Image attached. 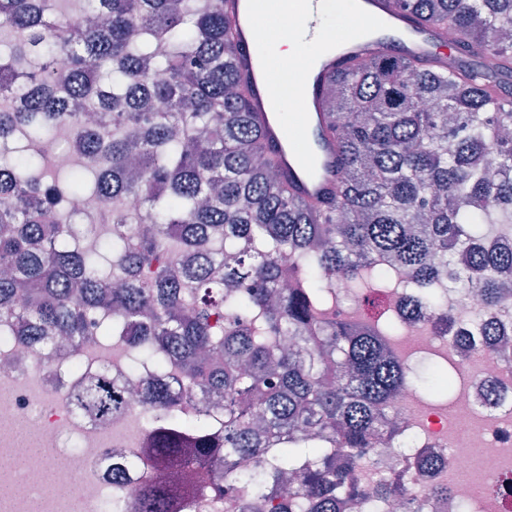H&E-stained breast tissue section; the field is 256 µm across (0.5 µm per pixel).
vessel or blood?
<instances>
[{"mask_svg": "<svg viewBox=\"0 0 512 512\" xmlns=\"http://www.w3.org/2000/svg\"><path fill=\"white\" fill-rule=\"evenodd\" d=\"M248 10L238 23L236 65L248 88L251 112L259 119L265 145L277 155L285 178L293 192L307 201L330 194L336 186L337 154L330 139L324 138L327 116L322 104L326 79L359 57L371 54L403 55L409 58L446 55L440 31L421 24L398 0H358L350 11L352 24L340 39V48L332 53L316 52L313 62L299 67H284L280 62H258L257 48L269 42V35L257 27L258 14H269L271 21L290 17L292 26L282 35H305L313 39L323 20V0H230L228 7L238 11L240 2ZM289 98L298 111L299 145H288L281 121L272 116L273 105Z\"/></svg>", "mask_w": 512, "mask_h": 512, "instance_id": "obj_1", "label": "vessel or blood"}]
</instances>
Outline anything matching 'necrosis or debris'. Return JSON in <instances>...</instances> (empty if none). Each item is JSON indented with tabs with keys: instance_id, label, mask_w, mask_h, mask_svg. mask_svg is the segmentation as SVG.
<instances>
[{
	"instance_id": "necrosis-or-debris-1",
	"label": "necrosis or debris",
	"mask_w": 512,
	"mask_h": 512,
	"mask_svg": "<svg viewBox=\"0 0 512 512\" xmlns=\"http://www.w3.org/2000/svg\"><path fill=\"white\" fill-rule=\"evenodd\" d=\"M413 320L392 341L395 355L407 366L446 363L448 350L426 314L415 312ZM68 356L82 376L113 363L111 350L94 347L74 355L69 347L57 346L35 358L25 352L19 337L0 336V481L17 489L14 498L0 501V512H27L34 495L43 512H69L58 488L73 481L80 485L83 512H133L137 490L151 472L149 465L138 462L123 485L113 484L108 473L112 450L134 457L142 453L140 437L149 429L144 409L131 401L124 413L105 424L73 412L64 389L50 384L47 374ZM396 404L399 433L370 449L355 480L369 491L379 478H387L403 488L404 499L388 507L370 499L347 506L345 512H413L414 502L424 500L431 503L429 512H512V496L504 493L512 484V363L467 353L452 400H427L410 386ZM18 423L48 440L52 481L18 468L27 453L11 433ZM437 486L448 487V495L433 496Z\"/></svg>"
}]
</instances>
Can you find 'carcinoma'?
<instances>
[{
  "mask_svg": "<svg viewBox=\"0 0 512 512\" xmlns=\"http://www.w3.org/2000/svg\"><path fill=\"white\" fill-rule=\"evenodd\" d=\"M71 2L0 0V327L34 353L110 341L148 371L143 448L191 468L188 512H341L411 377L387 348L407 322L337 319L336 281L399 292L448 346L512 360L498 343L512 315L462 324L435 291L471 288L492 312L512 297V92L497 82L512 0H402L480 65L372 57L331 75L338 182L315 202L264 144L224 0H88L67 16ZM49 137L76 139L70 168ZM76 198L101 242L71 223ZM460 369L433 367L427 389L451 392ZM133 387L72 378L67 404L106 423ZM193 398L224 403L223 433L184 416ZM236 457L255 470L236 474ZM181 500L150 478L135 512Z\"/></svg>",
  "mask_w": 512,
  "mask_h": 512,
  "instance_id": "carcinoma-1",
  "label": "carcinoma"
}]
</instances>
